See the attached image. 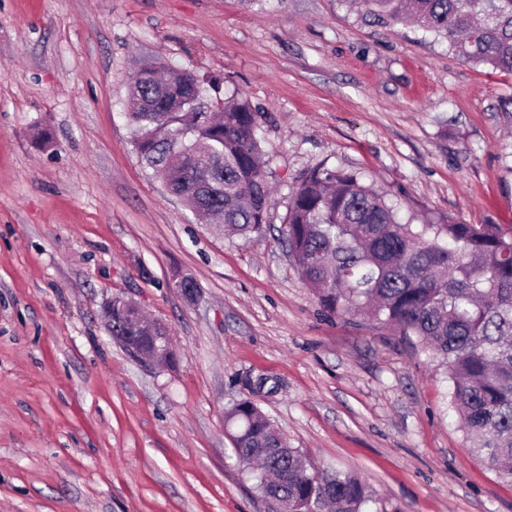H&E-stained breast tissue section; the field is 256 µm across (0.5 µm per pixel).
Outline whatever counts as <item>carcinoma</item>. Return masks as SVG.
Segmentation results:
<instances>
[{
	"instance_id": "1",
	"label": "carcinoma",
	"mask_w": 512,
	"mask_h": 512,
	"mask_svg": "<svg viewBox=\"0 0 512 512\" xmlns=\"http://www.w3.org/2000/svg\"><path fill=\"white\" fill-rule=\"evenodd\" d=\"M362 20L410 24L448 51L512 72V0H354ZM164 62L137 69L124 99L141 161L184 205L229 236L264 231L272 191L261 113L247 96ZM282 237L331 312L368 314L438 362L466 441L512 486V227L403 223L387 194L352 171L314 168L288 197ZM158 326L112 320V335ZM237 462L287 512H402L352 473L321 472L253 402L225 413Z\"/></svg>"
}]
</instances>
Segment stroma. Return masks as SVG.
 <instances>
[{
	"label": "stroma",
	"mask_w": 512,
	"mask_h": 512,
	"mask_svg": "<svg viewBox=\"0 0 512 512\" xmlns=\"http://www.w3.org/2000/svg\"><path fill=\"white\" fill-rule=\"evenodd\" d=\"M145 60L261 106L262 234H216L140 162L121 101ZM318 166L405 221L510 226L512 74L345 0H0V512H269L224 425L243 399L403 512H512L442 370L301 281L279 231ZM116 296L168 325L175 368L112 339Z\"/></svg>",
	"instance_id": "1"
}]
</instances>
